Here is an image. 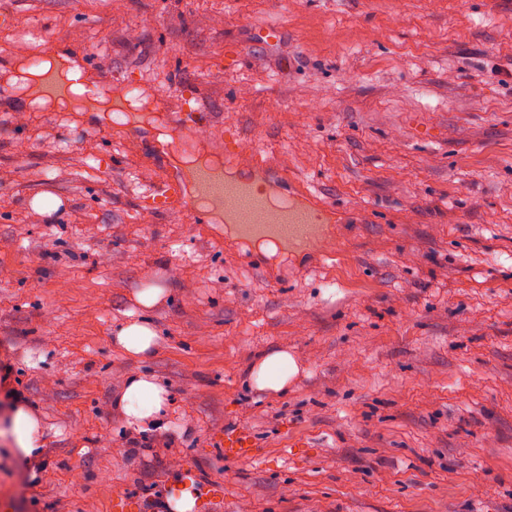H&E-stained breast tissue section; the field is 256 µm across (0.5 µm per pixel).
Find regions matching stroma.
Returning a JSON list of instances; mask_svg holds the SVG:
<instances>
[{
  "instance_id": "stroma-1",
  "label": "stroma",
  "mask_w": 512,
  "mask_h": 512,
  "mask_svg": "<svg viewBox=\"0 0 512 512\" xmlns=\"http://www.w3.org/2000/svg\"><path fill=\"white\" fill-rule=\"evenodd\" d=\"M84 45L91 86L136 84L155 119L27 109L15 50ZM174 153L336 209L249 268L213 213L148 202L181 180ZM39 194L60 213L32 209ZM149 286L166 290L159 341L136 364L112 330ZM273 348L300 366L282 396L247 377ZM135 369L168 388L170 430L115 408ZM10 391L47 439L24 466L0 439V512H111L120 495L164 512L192 476L223 485L221 512H512V0H0ZM228 428L260 456L226 458Z\"/></svg>"
}]
</instances>
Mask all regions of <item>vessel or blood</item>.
I'll list each match as a JSON object with an SVG mask.
<instances>
[{
	"mask_svg": "<svg viewBox=\"0 0 512 512\" xmlns=\"http://www.w3.org/2000/svg\"><path fill=\"white\" fill-rule=\"evenodd\" d=\"M197 194L219 198L225 208L236 216L237 230L242 238L270 239L282 243L301 245L312 236L316 224L315 209L296 203L293 191H281V207H274L266 192L249 183L224 181L206 168L194 175ZM181 199L185 208H193L194 198L182 196L179 186L171 181L158 184L154 189L153 202L157 208H166L172 199ZM224 453L236 459H255L259 450L250 434L242 429H230L224 433ZM224 500L222 486L203 483L198 487L200 512H218Z\"/></svg>",
	"mask_w": 512,
	"mask_h": 512,
	"instance_id": "vessel-or-blood-1",
	"label": "vessel or blood"
}]
</instances>
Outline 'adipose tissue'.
Listing matches in <instances>:
<instances>
[{
  "instance_id": "1",
  "label": "adipose tissue",
  "mask_w": 512,
  "mask_h": 512,
  "mask_svg": "<svg viewBox=\"0 0 512 512\" xmlns=\"http://www.w3.org/2000/svg\"><path fill=\"white\" fill-rule=\"evenodd\" d=\"M54 71L58 79L82 75L81 66L62 52H50L41 69L26 70L14 66L10 81L17 88L32 86L40 95L38 105L69 108L74 112L85 111V104L66 95H50L42 92L44 72ZM158 333L145 319L132 320L120 326L114 334L115 343L132 359L143 362L156 353ZM296 358L285 349H272L262 354L250 367V381L260 391L279 394L287 390L290 381L298 374ZM169 399L167 388L154 376L145 373L131 374L124 382L116 403L122 409L129 426L140 431L165 430L166 406ZM10 439L13 455L20 462H30L45 444V427L40 418L21 400L9 405L4 422L0 423Z\"/></svg>"
}]
</instances>
